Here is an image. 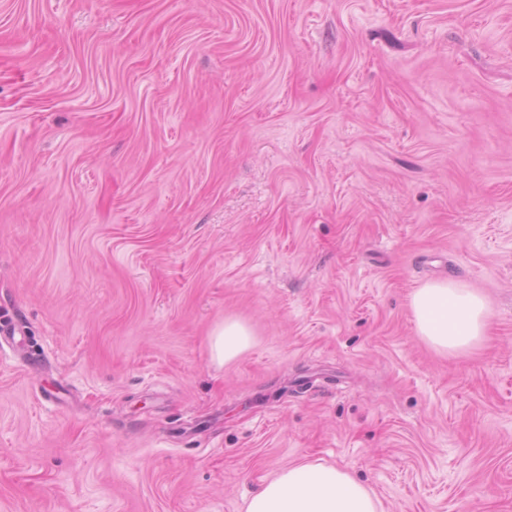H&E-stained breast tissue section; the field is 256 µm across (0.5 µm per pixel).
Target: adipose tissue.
<instances>
[{"label":"adipose tissue","instance_id":"ef3b65f1","mask_svg":"<svg viewBox=\"0 0 512 512\" xmlns=\"http://www.w3.org/2000/svg\"><path fill=\"white\" fill-rule=\"evenodd\" d=\"M415 330L437 352L478 345L490 317L484 298L452 279L425 283L410 296ZM252 329L236 318L216 325L209 339L212 362L224 365L247 352ZM245 512H381L371 490L348 471L321 462L281 469L245 502Z\"/></svg>","mask_w":512,"mask_h":512}]
</instances>
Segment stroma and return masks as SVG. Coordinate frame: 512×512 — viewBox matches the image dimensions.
<instances>
[{
    "instance_id": "stroma-1",
    "label": "stroma",
    "mask_w": 512,
    "mask_h": 512,
    "mask_svg": "<svg viewBox=\"0 0 512 512\" xmlns=\"http://www.w3.org/2000/svg\"><path fill=\"white\" fill-rule=\"evenodd\" d=\"M2 314L0 512H512V0H0ZM417 336L437 352H466L487 335L484 298L453 279L425 283L410 296ZM252 329L236 318H224L216 325L209 339V353L212 362L227 364L247 352L254 343ZM245 512H381L371 490L321 462L289 465L245 501Z\"/></svg>"
}]
</instances>
